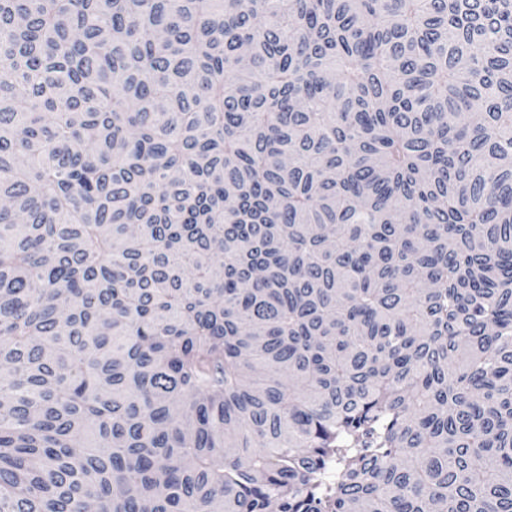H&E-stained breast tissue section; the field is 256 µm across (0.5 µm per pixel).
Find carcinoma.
Returning a JSON list of instances; mask_svg holds the SVG:
<instances>
[{
    "instance_id": "carcinoma-1",
    "label": "carcinoma",
    "mask_w": 512,
    "mask_h": 512,
    "mask_svg": "<svg viewBox=\"0 0 512 512\" xmlns=\"http://www.w3.org/2000/svg\"><path fill=\"white\" fill-rule=\"evenodd\" d=\"M512 512V0H0V512Z\"/></svg>"
}]
</instances>
